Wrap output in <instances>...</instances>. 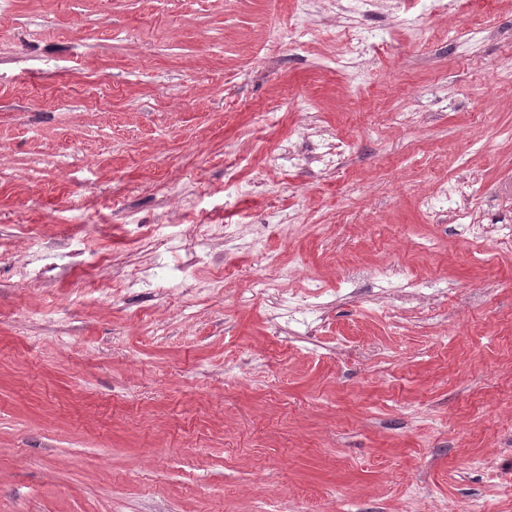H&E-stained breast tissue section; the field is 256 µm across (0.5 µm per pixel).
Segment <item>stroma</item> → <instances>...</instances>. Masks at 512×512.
I'll list each match as a JSON object with an SVG mask.
<instances>
[{"mask_svg":"<svg viewBox=\"0 0 512 512\" xmlns=\"http://www.w3.org/2000/svg\"><path fill=\"white\" fill-rule=\"evenodd\" d=\"M0 512H512V0H0Z\"/></svg>","mask_w":512,"mask_h":512,"instance_id":"1","label":"stroma"}]
</instances>
